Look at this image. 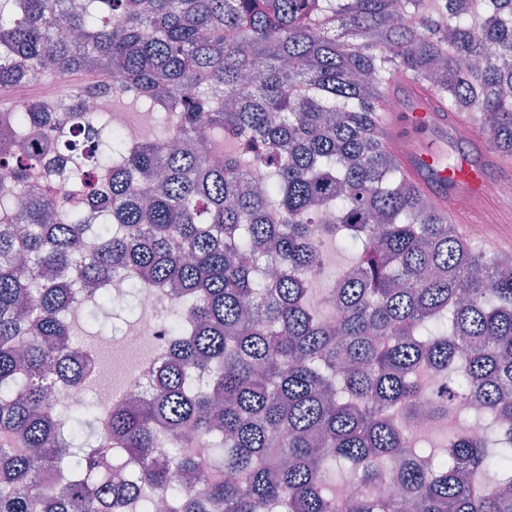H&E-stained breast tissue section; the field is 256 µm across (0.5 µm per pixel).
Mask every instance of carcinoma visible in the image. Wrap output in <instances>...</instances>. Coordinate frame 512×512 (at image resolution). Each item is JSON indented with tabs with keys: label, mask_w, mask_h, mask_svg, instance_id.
<instances>
[{
	"label": "carcinoma",
	"mask_w": 512,
	"mask_h": 512,
	"mask_svg": "<svg viewBox=\"0 0 512 512\" xmlns=\"http://www.w3.org/2000/svg\"><path fill=\"white\" fill-rule=\"evenodd\" d=\"M88 66L0 111V512H512V271L381 133L401 72L512 154V0H0V86ZM127 99L158 135L123 139ZM328 240L354 260L317 299ZM112 287L176 289L166 359L137 404L64 407ZM464 398L494 446L417 448Z\"/></svg>",
	"instance_id": "carcinoma-1"
}]
</instances>
